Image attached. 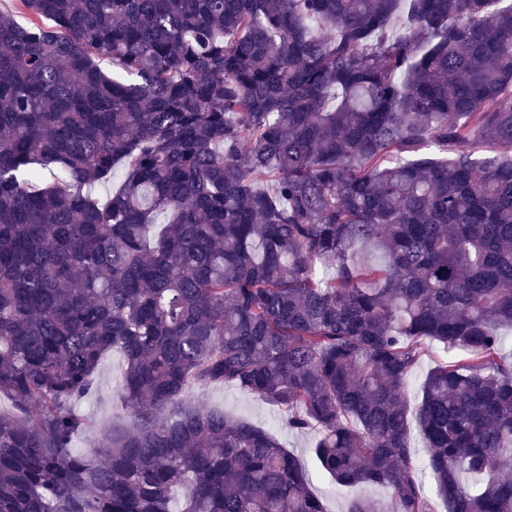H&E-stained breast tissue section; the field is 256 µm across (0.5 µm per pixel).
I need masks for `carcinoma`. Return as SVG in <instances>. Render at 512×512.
I'll return each mask as SVG.
<instances>
[{
    "mask_svg": "<svg viewBox=\"0 0 512 512\" xmlns=\"http://www.w3.org/2000/svg\"><path fill=\"white\" fill-rule=\"evenodd\" d=\"M0 12V512H512V5L17 0ZM112 60L125 77L100 67ZM488 140L506 152L478 157ZM416 408L405 379L424 341ZM125 358L130 425L73 404ZM424 352L421 353L415 368L409 373L405 380L407 398L411 407H414L420 399L421 390L429 371L436 365L448 362L451 356L436 343H425ZM184 398L188 403L224 409L234 419L253 423L271 432L305 466L310 477V489L323 499L329 512H345L350 500L357 495L364 494L378 500L388 497V489L382 486L350 488L332 481L322 472L310 452L316 433L311 430L302 433L289 431L285 425L287 413L276 404L227 384L191 385ZM419 458V466L417 467V471L419 474V479L423 486L424 495L430 500L433 510L435 512H445L446 507L441 498L437 495L436 492V483L434 477L430 471V469L425 467V463L422 459V455L418 456Z\"/></svg>",
    "mask_w": 512,
    "mask_h": 512,
    "instance_id": "obj_1",
    "label": "carcinoma"
}]
</instances>
